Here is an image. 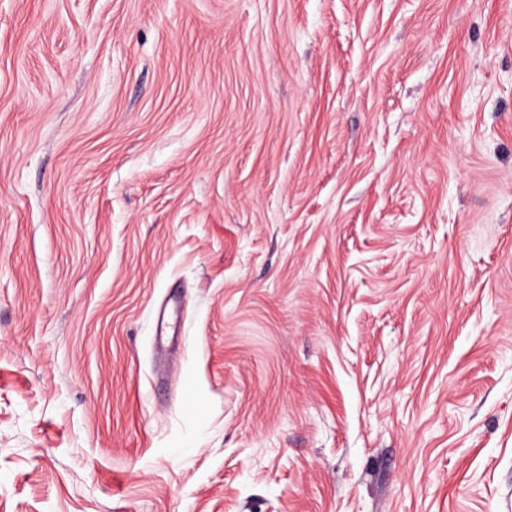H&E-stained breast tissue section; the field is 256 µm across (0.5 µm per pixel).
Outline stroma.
<instances>
[{"label": "stroma", "mask_w": 512, "mask_h": 512, "mask_svg": "<svg viewBox=\"0 0 512 512\" xmlns=\"http://www.w3.org/2000/svg\"><path fill=\"white\" fill-rule=\"evenodd\" d=\"M0 512H512V0H0Z\"/></svg>", "instance_id": "obj_1"}]
</instances>
